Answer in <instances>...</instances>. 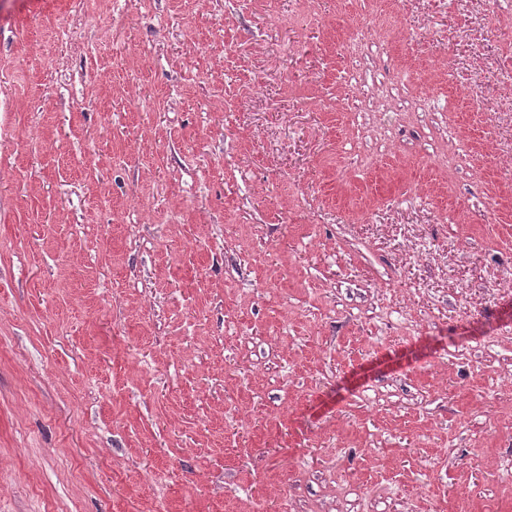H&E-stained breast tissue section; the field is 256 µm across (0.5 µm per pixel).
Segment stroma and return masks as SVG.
Masks as SVG:
<instances>
[{
	"instance_id": "stroma-1",
	"label": "stroma",
	"mask_w": 512,
	"mask_h": 512,
	"mask_svg": "<svg viewBox=\"0 0 512 512\" xmlns=\"http://www.w3.org/2000/svg\"><path fill=\"white\" fill-rule=\"evenodd\" d=\"M0 512H512V0H0Z\"/></svg>"
}]
</instances>
